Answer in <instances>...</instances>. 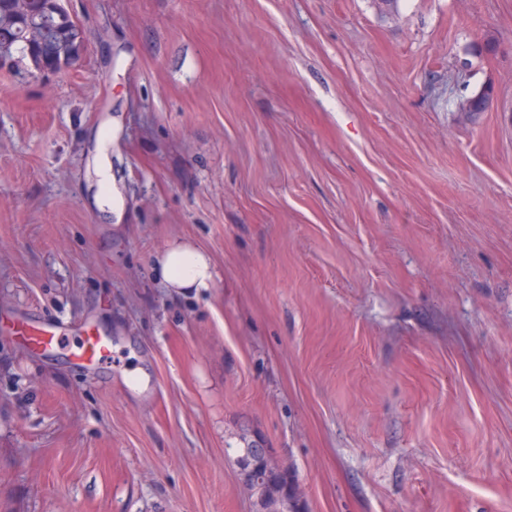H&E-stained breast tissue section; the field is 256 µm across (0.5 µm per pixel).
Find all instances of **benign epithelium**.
Here are the masks:
<instances>
[{
    "label": "benign epithelium",
    "instance_id": "obj_1",
    "mask_svg": "<svg viewBox=\"0 0 512 512\" xmlns=\"http://www.w3.org/2000/svg\"><path fill=\"white\" fill-rule=\"evenodd\" d=\"M21 14L34 16L24 35L23 43L46 45L56 29V18L37 8V0H14ZM273 449L258 436L253 438L250 453L238 459L240 484L253 489V512H303L304 496L297 475L288 466L271 463Z\"/></svg>",
    "mask_w": 512,
    "mask_h": 512
}]
</instances>
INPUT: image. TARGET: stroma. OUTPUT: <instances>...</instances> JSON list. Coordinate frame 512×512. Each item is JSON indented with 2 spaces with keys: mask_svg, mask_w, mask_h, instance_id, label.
I'll return each instance as SVG.
<instances>
[{
  "mask_svg": "<svg viewBox=\"0 0 512 512\" xmlns=\"http://www.w3.org/2000/svg\"><path fill=\"white\" fill-rule=\"evenodd\" d=\"M73 7L78 66L0 68V512H252L253 436L304 512H512V0ZM94 174L99 183L101 195L99 204L101 207L110 208L112 214L115 213L120 220L123 216L118 207V199L113 190V174L112 167L108 158V149L105 142H99L98 155L94 162ZM156 275L166 288L197 293L215 288L216 274L206 254L177 241L158 249L154 257ZM16 333L35 350L44 353L52 352L59 343L62 330L45 326H33L25 322H18ZM112 355V341L100 333L85 329L83 341L74 357L78 364L94 368Z\"/></svg>",
  "mask_w": 512,
  "mask_h": 512,
  "instance_id": "stroma-1",
  "label": "stroma"
}]
</instances>
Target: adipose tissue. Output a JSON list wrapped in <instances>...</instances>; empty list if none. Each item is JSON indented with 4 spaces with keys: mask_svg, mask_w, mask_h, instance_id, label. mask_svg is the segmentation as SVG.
<instances>
[{
    "mask_svg": "<svg viewBox=\"0 0 512 512\" xmlns=\"http://www.w3.org/2000/svg\"><path fill=\"white\" fill-rule=\"evenodd\" d=\"M154 267L162 284L179 292L205 293L216 284L215 270L207 255L180 241L158 249Z\"/></svg>",
    "mask_w": 512,
    "mask_h": 512,
    "instance_id": "obj_1",
    "label": "adipose tissue"
}]
</instances>
